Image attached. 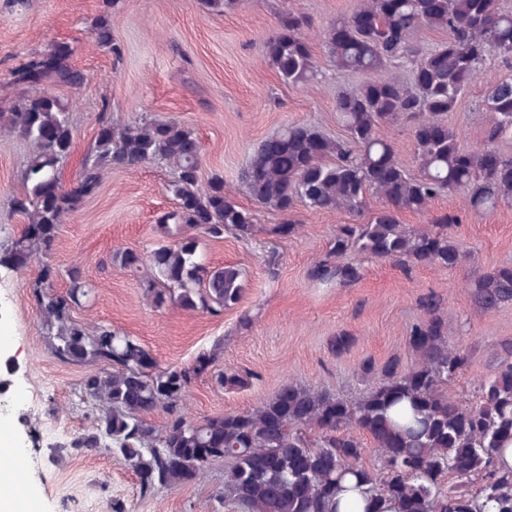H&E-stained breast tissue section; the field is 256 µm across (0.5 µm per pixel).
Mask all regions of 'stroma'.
Instances as JSON below:
<instances>
[{"label": "stroma", "mask_w": 512, "mask_h": 512, "mask_svg": "<svg viewBox=\"0 0 512 512\" xmlns=\"http://www.w3.org/2000/svg\"><path fill=\"white\" fill-rule=\"evenodd\" d=\"M359 0H237L216 11L204 0H0V109L32 91L15 74L54 46H68L81 85H45L70 113L73 148L60 177L72 184L95 142L101 118L133 123L143 118L175 120L193 131L201 147L200 178L223 176L233 199L254 215L252 236L225 234L203 239L199 255L210 267L233 265L244 272V294L217 314L171 305L154 308L138 279L112 260L117 249L149 252L166 243L159 220L174 206L168 190L172 168L164 161L108 168L97 193L63 216L45 260L20 270L0 267V427L24 458V488L39 494L36 512H237L218 500L224 465L217 462L191 484L140 494L124 459L70 447L73 433L93 422L95 403L80 399L88 365L59 361L52 353L32 285L42 263L59 271L57 291H66L68 269L80 268L92 286L88 304L73 317L106 324L141 342L160 367L187 366L216 341L224 351L220 370L252 372L249 385L222 389L209 376L191 385L183 412L198 419L247 411L293 383L348 399L377 386L380 369L394 360L400 370L420 361L409 344L410 328L425 315L421 301L434 296L446 320L448 344L467 357L451 385L456 398L473 397L506 356L512 343V305L487 312L476 306L468 282L479 272L512 266V205L491 213L465 207L460 195L438 198L432 214L459 217L450 232L466 252L461 266L426 263L402 266L360 257L361 278L351 284L323 283L310 275L324 259L341 224V211L297 207L280 214L258 206L237 187V175L253 147L292 122H308L339 137L336 99L359 87L365 74L336 68L322 42L337 18ZM303 16L301 30L317 77L290 85L265 60L266 43L288 12ZM107 23L113 48L99 46L97 28ZM504 73L492 65L471 83L448 124L463 146L482 145L487 116L480 103ZM29 142L0 131V244L17 237L27 222L13 209L24 191ZM289 222L288 237L273 232ZM345 335L335 353L329 341Z\"/></svg>", "instance_id": "1"}]
</instances>
